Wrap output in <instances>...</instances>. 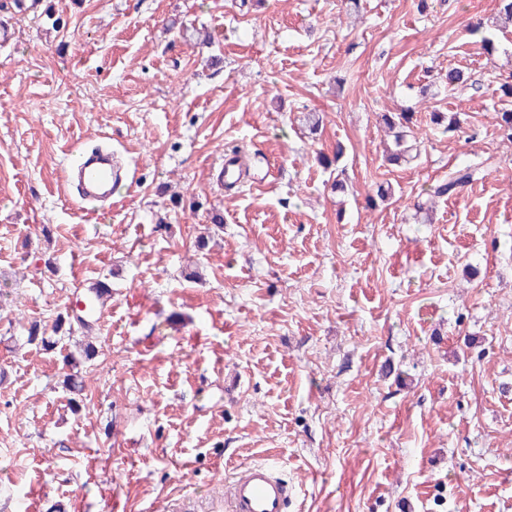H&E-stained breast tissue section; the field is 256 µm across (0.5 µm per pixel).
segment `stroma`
<instances>
[{"mask_svg":"<svg viewBox=\"0 0 512 512\" xmlns=\"http://www.w3.org/2000/svg\"><path fill=\"white\" fill-rule=\"evenodd\" d=\"M20 2L0 0V512H227L257 462L288 512H512L498 0ZM406 108L393 166L382 117ZM102 139L129 181L88 212L65 165ZM230 149L266 181L225 191ZM97 279L98 324L28 343ZM477 168L473 166H466L459 168L448 180H442L431 185L430 192L436 198H449L456 194L457 189L469 184L475 178Z\"/></svg>","mask_w":512,"mask_h":512,"instance_id":"obj_1","label":"stroma"}]
</instances>
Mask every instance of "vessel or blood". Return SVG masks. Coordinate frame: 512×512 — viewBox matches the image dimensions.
I'll use <instances>...</instances> for the list:
<instances>
[{
	"instance_id": "1",
	"label": "vessel or blood",
	"mask_w": 512,
	"mask_h": 512,
	"mask_svg": "<svg viewBox=\"0 0 512 512\" xmlns=\"http://www.w3.org/2000/svg\"><path fill=\"white\" fill-rule=\"evenodd\" d=\"M66 188L85 205L109 201L121 186L122 168L110 151L101 147L80 148L71 156L66 168ZM225 190L237 189L242 183L258 182L237 153L225 154L218 171ZM292 494L286 480L273 464L255 463L236 471L224 485L230 512H287Z\"/></svg>"
}]
</instances>
